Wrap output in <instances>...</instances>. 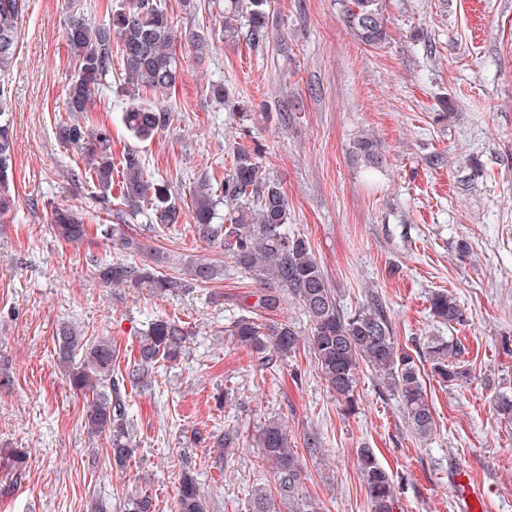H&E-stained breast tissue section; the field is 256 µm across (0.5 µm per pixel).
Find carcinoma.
Returning <instances> with one entry per match:
<instances>
[{"instance_id":"obj_1","label":"carcinoma","mask_w":512,"mask_h":512,"mask_svg":"<svg viewBox=\"0 0 512 512\" xmlns=\"http://www.w3.org/2000/svg\"><path fill=\"white\" fill-rule=\"evenodd\" d=\"M380 0H342V18L351 34L361 43L379 47L387 40V22ZM271 0H228L224 8V37L238 36L246 28L250 43L259 47L269 40ZM25 0H0V75L11 66L18 44V21ZM66 42L73 75L64 102L65 116L56 127L58 141L85 155V165L72 171V177L85 183L92 197L104 207L111 206L112 187L119 186L116 217L143 215L146 223L128 230L123 224H101L100 234L123 250L143 248L140 232L179 224L184 215L176 198L163 180L150 176L134 149L122 153L121 168L112 157L107 129L90 116L96 94L112 84V73L121 76L129 105L123 122L130 135L145 141L165 128L170 120L167 108L142 95L165 92L176 85L180 70L176 57L178 41L163 0H127L109 13V22L93 24L81 16H69ZM214 100L232 110L240 104L230 99L221 84L211 87ZM355 150L365 166L382 167L384 156L376 140L363 136ZM13 135L11 113L7 109L4 84L0 83V213L10 208L8 185L13 174ZM120 173V180L114 179ZM227 218L218 216V206ZM288 197L280 184L262 169L258 150L237 146L231 167L222 184L202 181L192 193V218L199 237L224 247L234 270L259 280L280 285L267 292L224 326V335L237 345L259 355L282 360L294 353L299 334L287 325L270 328L260 322V313L280 308L282 292L296 300L311 323L307 344L317 363L320 377L329 392L336 395L344 410H355L357 375L365 362L384 373L400 396L404 412L415 433L428 436L436 423L421 369L413 355L400 347L382 300L373 296L358 309L341 308L309 240L288 229ZM52 224L59 239L81 242L87 236L84 213L72 208H56ZM95 274L114 288H139L144 284L165 294L203 287L224 276V268L202 258L189 264V279L159 273L148 264L121 259L92 260ZM430 315L450 327L465 322L466 316L454 296L445 291L430 294ZM187 331L179 320L159 317L140 336L139 354L133 366L118 368V351L108 336L87 339L72 326L62 327L56 336L57 362L66 372L71 388L85 399V426L92 437L107 439L109 462L124 469L136 449V427L126 387L141 389L180 358ZM462 348L458 343L436 338L428 346L432 376L444 386H459L468 373L456 363ZM264 459L272 462L278 496L265 488L251 495V512H277L276 500L288 502L289 512H319L318 504L303 495V463L290 448L287 430L278 424L264 427L259 434ZM360 469L371 502L372 512H394L397 491L390 475L378 464L370 448L360 449ZM89 512H154L153 501L139 494L112 503L95 499ZM173 512H207L205 497L194 476L184 473L179 483Z\"/></svg>"}]
</instances>
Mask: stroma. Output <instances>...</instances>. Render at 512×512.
<instances>
[{"instance_id": "stroma-1", "label": "stroma", "mask_w": 512, "mask_h": 512, "mask_svg": "<svg viewBox=\"0 0 512 512\" xmlns=\"http://www.w3.org/2000/svg\"><path fill=\"white\" fill-rule=\"evenodd\" d=\"M178 37L179 80L162 100L171 111L154 138L137 141L122 123L129 103L120 86L97 95L94 114L112 135V154L136 149L147 171L169 182L183 211L201 180L223 178L237 145L256 147L266 172L290 204L289 227L308 238L344 311L378 294L398 342L423 353L432 337L464 346V385H440L422 362L435 432L418 438L394 387L361 365L359 409L346 415L327 390L315 358L300 346L268 367L222 330L253 305L264 283L228 275L190 293L104 286L92 258L122 250L99 235L59 240L50 226L57 205L84 211L89 226L112 213L71 173L79 152L63 147L55 123L73 73L65 27L72 11L99 23L102 0H27L16 59L5 80L13 114L14 203L0 216V368L14 382L0 389V448L26 455L22 479L0 466V512H85L92 497L119 501L148 491L156 512H171L184 470H191L208 512H249L255 488L274 489L257 439L284 425L302 453L317 433L323 455L304 456L302 492L321 512H372L359 451L373 449L400 491L396 512H512V420L497 412L512 398V0H382L384 45L354 39L340 0H271V43L226 39L224 0H166ZM213 33L204 51L192 32ZM223 82L248 108L240 121L210 93ZM294 104L291 122L282 105ZM375 137L382 169L353 155L355 141ZM135 254L160 272L182 276L194 259L228 266L223 249L202 242L192 219L159 230ZM445 290L467 320L455 329L434 322L427 298ZM181 320L188 332L180 362L152 387L129 392L137 449L122 471L105 460V438H90L84 398L53 355L62 324L82 336L112 337L122 361L133 360L155 317ZM236 446L217 456L213 432Z\"/></svg>"}]
</instances>
